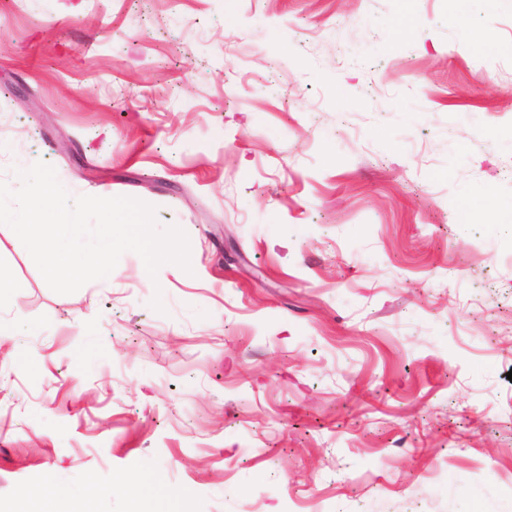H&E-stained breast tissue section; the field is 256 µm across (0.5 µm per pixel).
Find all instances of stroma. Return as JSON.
<instances>
[{"instance_id": "stroma-1", "label": "stroma", "mask_w": 512, "mask_h": 512, "mask_svg": "<svg viewBox=\"0 0 512 512\" xmlns=\"http://www.w3.org/2000/svg\"><path fill=\"white\" fill-rule=\"evenodd\" d=\"M0 141L190 263L0 224V512H512V0H0Z\"/></svg>"}]
</instances>
